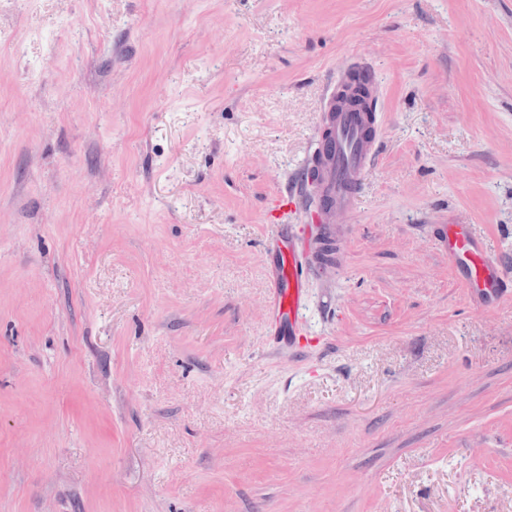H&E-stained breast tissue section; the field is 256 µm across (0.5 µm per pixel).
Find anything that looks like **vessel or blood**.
Segmentation results:
<instances>
[{"label": "vessel or blood", "mask_w": 512, "mask_h": 512, "mask_svg": "<svg viewBox=\"0 0 512 512\" xmlns=\"http://www.w3.org/2000/svg\"><path fill=\"white\" fill-rule=\"evenodd\" d=\"M362 76L372 75L360 67ZM368 106L351 107L339 100L338 90L327 95L317 122L310 166L319 170V199L313 220L317 233L307 242L280 227L265 239V255L271 266L272 288L268 298L269 324L280 344L295 348L302 334L306 288L325 244L343 247L346 237L336 230L337 213L353 209L372 167L381 130L376 107L377 85H368ZM438 245L449 263L461 274L473 302L490 307L512 288V272L505 270L489 252L485 239L469 224H445Z\"/></svg>", "instance_id": "1"}]
</instances>
